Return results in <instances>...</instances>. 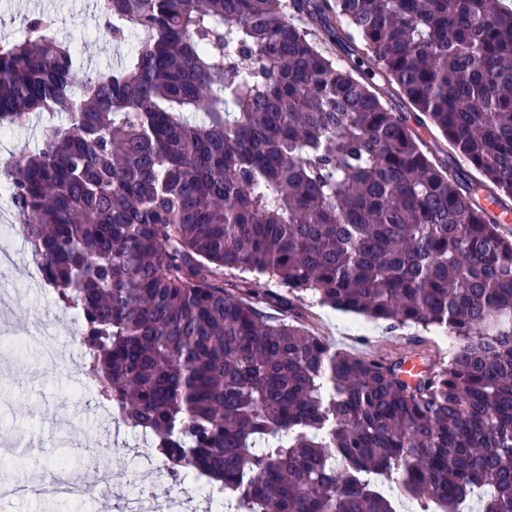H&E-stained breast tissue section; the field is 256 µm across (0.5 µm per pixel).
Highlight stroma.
<instances>
[{
    "mask_svg": "<svg viewBox=\"0 0 512 512\" xmlns=\"http://www.w3.org/2000/svg\"><path fill=\"white\" fill-rule=\"evenodd\" d=\"M97 2L0 0V40L21 37L24 17L43 13L53 20L55 39L77 50L76 79L111 71L127 58L129 49L126 43L113 42L105 35ZM41 132L37 112L22 125L0 131V162L38 150ZM32 263L27 244L16 243L13 260L5 270L7 282L0 289V313L10 324L14 341L10 364L0 365V436L17 445L16 451L0 459V480L20 472L38 484L54 474L59 455L80 465L95 453L112 463L113 503H121L134 483L151 490L157 499H166L172 486L157 479L151 468L131 470L126 447L115 442L112 432L102 431L92 396L94 380L81 354H74L63 368H45L42 346L31 335V328L50 324L58 343L67 347L77 326L71 310L31 282ZM301 305L308 309L315 332L338 349L389 360L411 356L422 367L434 355L448 353L446 340L415 327L394 330L324 308L309 295L303 296Z\"/></svg>",
    "mask_w": 512,
    "mask_h": 512,
    "instance_id": "obj_1",
    "label": "stroma"
}]
</instances>
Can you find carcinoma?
<instances>
[{
    "label": "carcinoma",
    "instance_id": "carcinoma-1",
    "mask_svg": "<svg viewBox=\"0 0 512 512\" xmlns=\"http://www.w3.org/2000/svg\"><path fill=\"white\" fill-rule=\"evenodd\" d=\"M100 15L140 40L78 86L46 17L0 43V126L68 119L0 176L112 415L224 512L476 497L512 512V231L495 212L512 209V8L101 0ZM265 278L285 292H257ZM305 294L455 346L410 384L400 359L328 345Z\"/></svg>",
    "mask_w": 512,
    "mask_h": 512
}]
</instances>
